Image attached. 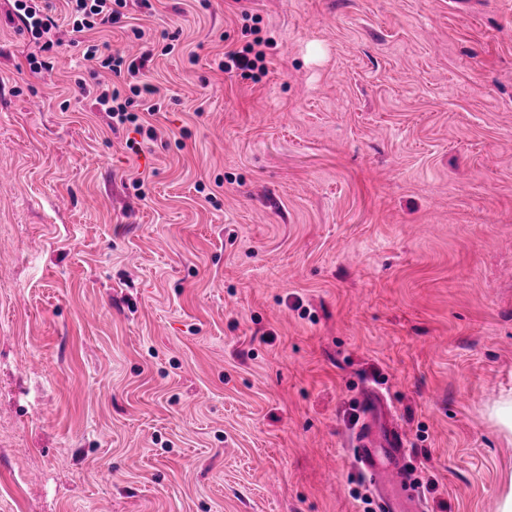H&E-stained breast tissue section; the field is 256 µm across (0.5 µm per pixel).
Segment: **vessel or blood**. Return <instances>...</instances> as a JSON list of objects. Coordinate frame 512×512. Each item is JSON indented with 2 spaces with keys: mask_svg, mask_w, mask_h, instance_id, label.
<instances>
[{
  "mask_svg": "<svg viewBox=\"0 0 512 512\" xmlns=\"http://www.w3.org/2000/svg\"><path fill=\"white\" fill-rule=\"evenodd\" d=\"M385 409L380 393L362 391L361 423L351 442L353 455L377 488L379 512H417L420 495L408 469L405 439L395 426L376 424Z\"/></svg>",
  "mask_w": 512,
  "mask_h": 512,
  "instance_id": "obj_1",
  "label": "vessel or blood"
}]
</instances>
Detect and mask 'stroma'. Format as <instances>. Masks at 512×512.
I'll return each mask as SVG.
<instances>
[{
	"mask_svg": "<svg viewBox=\"0 0 512 512\" xmlns=\"http://www.w3.org/2000/svg\"><path fill=\"white\" fill-rule=\"evenodd\" d=\"M12 10L0 512H364L363 387L424 512H497L512 0H131L153 140L77 86L115 78L76 67L67 18L31 73ZM257 38L266 73L219 70Z\"/></svg>",
	"mask_w": 512,
	"mask_h": 512,
	"instance_id": "1",
	"label": "stroma"
}]
</instances>
